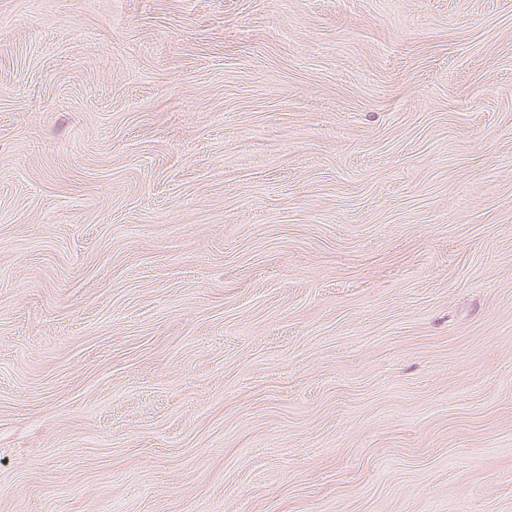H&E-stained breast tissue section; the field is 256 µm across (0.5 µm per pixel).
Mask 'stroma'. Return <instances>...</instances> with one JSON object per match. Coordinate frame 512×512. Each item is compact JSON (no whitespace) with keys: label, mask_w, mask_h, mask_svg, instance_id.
Instances as JSON below:
<instances>
[{"label":"stroma","mask_w":512,"mask_h":512,"mask_svg":"<svg viewBox=\"0 0 512 512\" xmlns=\"http://www.w3.org/2000/svg\"><path fill=\"white\" fill-rule=\"evenodd\" d=\"M0 512H512V0H0Z\"/></svg>","instance_id":"obj_1"}]
</instances>
